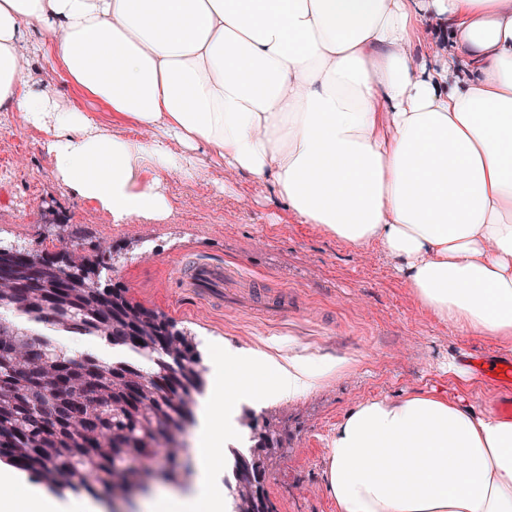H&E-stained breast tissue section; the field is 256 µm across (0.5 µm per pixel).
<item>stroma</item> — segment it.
<instances>
[{
	"label": "stroma",
	"mask_w": 512,
	"mask_h": 512,
	"mask_svg": "<svg viewBox=\"0 0 512 512\" xmlns=\"http://www.w3.org/2000/svg\"><path fill=\"white\" fill-rule=\"evenodd\" d=\"M52 91L65 104L94 113L100 125L144 139L134 123L113 117L102 103L60 77ZM172 212L161 222L112 223L88 200L63 191L40 133L20 113L0 112V245L19 244L54 254L71 249L95 255L99 244L119 250L102 277L128 288L144 306L166 313L199 343L206 382L225 356L260 354L312 373L293 398L268 395L241 401L279 416L284 448L265 488L275 512H336L325 480L337 425L356 404L438 393L498 413L512 387L493 381L497 357L512 344L464 333L425 311L395 261L379 246L355 248L313 224L301 223L270 186L227 168L205 167L191 180L165 176ZM223 265L233 302L183 287L180 266L191 259ZM287 299L288 313L272 319L262 305ZM73 353L112 362L146 358L98 336L53 334ZM467 366L455 374L451 363Z\"/></svg>",
	"instance_id": "35a3bbf8"
}]
</instances>
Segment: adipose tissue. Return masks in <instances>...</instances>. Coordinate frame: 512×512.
Returning a JSON list of instances; mask_svg holds the SVG:
<instances>
[{
  "mask_svg": "<svg viewBox=\"0 0 512 512\" xmlns=\"http://www.w3.org/2000/svg\"><path fill=\"white\" fill-rule=\"evenodd\" d=\"M448 54L416 55L428 16ZM148 133L134 140L23 78V53ZM0 112L42 135L53 175L116 224L171 213L163 174L208 163L267 182L305 224L379 244L418 303L512 344V0H0ZM294 397L308 371L227 358L194 432L197 481L228 512L210 404ZM326 484L337 512H512V419L437 394L356 405ZM0 512H100L0 466Z\"/></svg>",
  "mask_w": 512,
  "mask_h": 512,
  "instance_id": "ef3b65f1",
  "label": "adipose tissue"
}]
</instances>
